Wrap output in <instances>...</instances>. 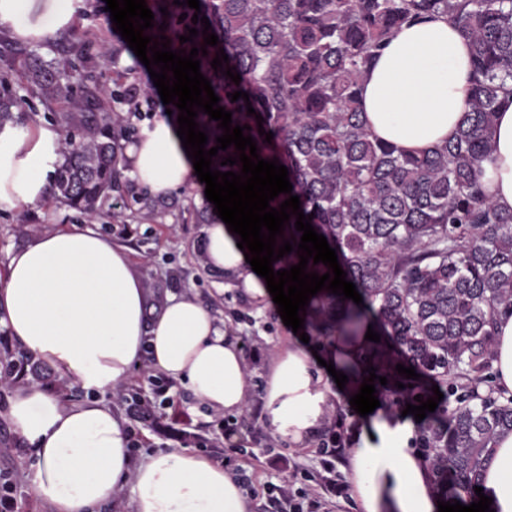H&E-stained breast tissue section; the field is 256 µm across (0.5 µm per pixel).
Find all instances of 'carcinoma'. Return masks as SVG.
Here are the masks:
<instances>
[{
	"label": "carcinoma",
	"instance_id": "cac0c4a2",
	"mask_svg": "<svg viewBox=\"0 0 512 512\" xmlns=\"http://www.w3.org/2000/svg\"><path fill=\"white\" fill-rule=\"evenodd\" d=\"M146 3L154 27L145 34L167 36L173 50L204 44L203 23L191 21L195 10L173 0ZM207 10L222 37L198 56L201 73L232 112V124L250 126L243 134L255 139L258 154L287 167L304 215L314 214L312 226L363 299L358 305L321 290L306 307L304 332L323 340L339 334L351 344L377 319L380 342L365 358L388 383L375 388L411 402L418 394L428 398L432 383L452 387L458 374L470 381L459 405L426 421L420 437L437 481L452 478L461 498L479 478L489 441L512 431V400L476 391L490 369L494 315L512 310V211L494 205L478 179L494 151L496 114L512 97V0H208ZM434 14L447 16L470 41L474 80L455 138L407 155L374 137L360 86L396 30ZM163 23L167 29L158 30ZM189 27L200 35L182 44ZM221 48L229 63L216 71L211 62ZM228 66L240 84L223 75ZM14 69L45 99L70 100L73 61L21 56ZM83 80L84 97L74 102L80 118L73 125L63 115L53 193L91 213L117 186L122 146L115 128L123 117L102 112L90 72ZM238 90L249 94L271 142L259 135L246 101L227 97ZM195 121L208 135L205 149L216 146L218 122L202 112ZM230 155H238L233 145L218 151L211 168L241 171L240 162L221 165ZM213 209L207 200L193 208L196 223H216ZM398 364L420 378L399 375Z\"/></svg>",
	"mask_w": 512,
	"mask_h": 512
}]
</instances>
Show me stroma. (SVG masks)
Instances as JSON below:
<instances>
[{"label": "stroma", "instance_id": "35a3bbf8", "mask_svg": "<svg viewBox=\"0 0 512 512\" xmlns=\"http://www.w3.org/2000/svg\"><path fill=\"white\" fill-rule=\"evenodd\" d=\"M86 8L75 21L72 30L57 31L44 41H21L10 34L0 35V75L8 74L10 88L20 96L14 111L18 123H58L60 108L49 105L38 93L27 86L17 74L6 71L9 58L16 55L35 54L50 61L70 56L74 32H81L89 45L94 64L93 75L101 89V98L107 111L120 108L112 96V73L119 70L127 74L129 83L151 85L146 66L138 59L127 42L114 30L105 0H85ZM205 190L199 180L170 195V209L163 222L138 216L118 222L112 218L113 202L123 207L133 205L141 187L128 176L121 174L120 189L111 193L109 204L103 205L95 218L69 208L55 199L43 204L18 210H0V262L8 252L24 246L42 233L71 227L94 220L97 232L108 237L113 244L126 247L137 269L144 275L147 285L160 294L192 292L223 319L231 336L251 348L248 363L252 395L244 412L234 419L209 417L207 410L181 387L169 391L173 407H158L156 419L141 423L132 419L127 404L115 403L114 408L127 419L128 429L140 435L139 448L133 456H141L154 448L181 446L180 431L194 433V449L208 457L225 463L236 473L246 474L244 488L252 508H259L267 496L268 484L294 480L296 488L303 491L317 489L324 470L318 443L297 450L291 447L268 449L269 431L263 426L255 410L260 405L264 385L263 363L274 346H287L295 339L290 327L284 325L278 306L272 297L262 301L251 300L236 291L227 290L226 276L206 273L196 262V247L202 239V227L190 218L187 208L200 203ZM233 428L232 440H225V428ZM16 435L0 419V469L16 472L22 486L16 496L13 512H48L32 488V472L23 466L22 454L15 449Z\"/></svg>", "mask_w": 512, "mask_h": 512}]
</instances>
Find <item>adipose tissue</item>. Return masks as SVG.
I'll return each instance as SVG.
<instances>
[{"label":"adipose tissue","mask_w":512,"mask_h":512,"mask_svg":"<svg viewBox=\"0 0 512 512\" xmlns=\"http://www.w3.org/2000/svg\"><path fill=\"white\" fill-rule=\"evenodd\" d=\"M472 81L468 40L438 15L390 39L362 80L364 116L374 135L399 150L429 151L455 136ZM494 140L480 181L495 204L512 210L510 103L496 117ZM60 163L54 126L0 123V210L45 199ZM124 165L155 196L195 175L176 125L163 117L125 147ZM238 240L225 224L208 225L206 263L243 294L265 296L266 281ZM151 299L126 249L90 227L36 236L0 267V328L93 394L65 405L44 388L23 386L1 412L34 458L33 490L51 512H99L126 489L131 512H250L236 474L196 449L159 448L133 459L126 421L104 400L145 362L213 414L240 413L249 401L245 356L210 308L185 292L166 296L150 318ZM362 348L336 335L314 350L298 342L275 349L266 362L263 425L293 448L308 447L337 402L312 356L340 371L360 363ZM491 366L479 393L512 398L511 312L496 317ZM415 430L412 417L385 404L351 425L345 471L360 512H438L441 495L430 463L412 447ZM479 485L493 512H512V431L489 443Z\"/></svg>","instance_id":"adipose-tissue-1"}]
</instances>
